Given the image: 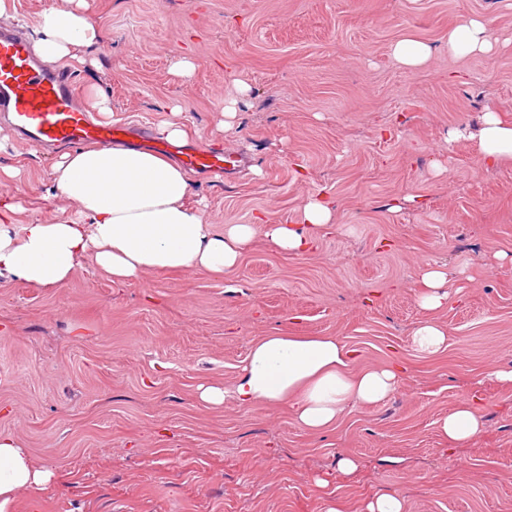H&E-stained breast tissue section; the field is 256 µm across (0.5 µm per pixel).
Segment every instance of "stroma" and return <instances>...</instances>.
Instances as JSON below:
<instances>
[{
    "instance_id": "stroma-1",
    "label": "stroma",
    "mask_w": 512,
    "mask_h": 512,
    "mask_svg": "<svg viewBox=\"0 0 512 512\" xmlns=\"http://www.w3.org/2000/svg\"><path fill=\"white\" fill-rule=\"evenodd\" d=\"M103 50L74 85L103 88L117 118L157 127L177 106L189 146L243 156L197 173L215 232L264 216L295 224L326 194L336 220L313 251L256 235L229 273L155 272L122 284L91 266L63 288L0 281V431L57 479L13 512H362L391 491L405 512H512V164L484 165L486 111L512 119V0H89ZM483 19L492 54L449 57V29ZM432 49L419 70L391 47ZM192 66L177 73L178 60ZM247 95H239L238 84ZM236 101L233 128L221 132ZM0 167L51 186L55 151L5 127ZM452 276L434 312L448 345L416 352L412 284ZM338 337L356 368L402 362L387 404L347 409L333 429L298 428L289 405L212 406L254 341ZM478 395L482 433L451 446L439 419ZM358 468L340 473L341 455Z\"/></svg>"
}]
</instances>
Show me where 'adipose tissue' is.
<instances>
[{"label":"adipose tissue","instance_id":"adipose-tissue-1","mask_svg":"<svg viewBox=\"0 0 512 512\" xmlns=\"http://www.w3.org/2000/svg\"><path fill=\"white\" fill-rule=\"evenodd\" d=\"M30 40L45 65L84 66L104 30L87 0H61L32 22ZM493 42L478 19L448 33V54H488ZM485 164L512 163V122L486 113L475 135ZM55 215L46 222L23 220L20 202L33 180L23 167L0 172V278L38 288H62L89 263L122 283L147 272H230L254 239L285 253H306L316 228L333 223L332 201L309 199L301 224H228L223 233L206 224L200 203L191 202L193 173L173 158L136 146L89 144L55 158ZM425 319L411 330L414 350L433 355L448 342L431 314L448 298V271L430 268L415 283ZM401 366L353 367V354L334 336L274 334L253 342L246 364L228 389L206 388L210 404L233 397L240 405L289 402L296 425L310 433L333 428L357 405L384 404L396 394ZM477 397L458 401L439 421L442 437L458 445L483 428ZM55 475L39 465L14 434L0 432V512H11L17 493L43 488Z\"/></svg>","mask_w":512,"mask_h":512}]
</instances>
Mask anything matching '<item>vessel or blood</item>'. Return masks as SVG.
Listing matches in <instances>:
<instances>
[{
	"instance_id": "obj_1",
	"label": "vessel or blood",
	"mask_w": 512,
	"mask_h": 512,
	"mask_svg": "<svg viewBox=\"0 0 512 512\" xmlns=\"http://www.w3.org/2000/svg\"><path fill=\"white\" fill-rule=\"evenodd\" d=\"M0 112L28 139L42 144L109 145L128 138L131 129L93 120L74 101L71 77L47 69L34 59L22 33L0 27ZM183 166L229 172L237 157L190 148L179 157Z\"/></svg>"
}]
</instances>
